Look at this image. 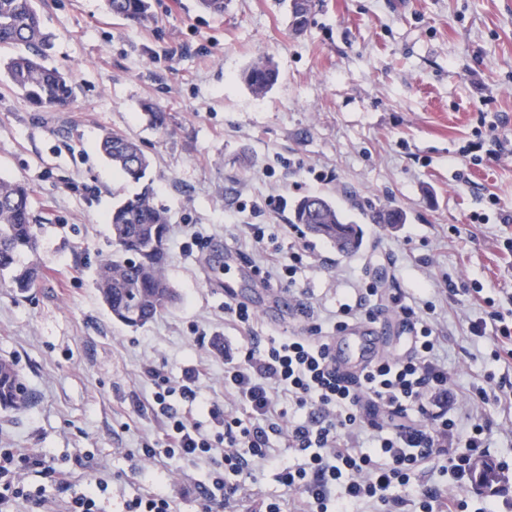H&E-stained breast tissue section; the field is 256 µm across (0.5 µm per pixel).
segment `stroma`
<instances>
[{"instance_id": "obj_1", "label": "stroma", "mask_w": 512, "mask_h": 512, "mask_svg": "<svg viewBox=\"0 0 512 512\" xmlns=\"http://www.w3.org/2000/svg\"><path fill=\"white\" fill-rule=\"evenodd\" d=\"M152 3L157 21L141 27L103 0H36L47 62L72 71L73 101L41 111L0 85V178L33 191L42 266L27 296L0 286V358L31 395L0 411V446L46 454L83 484L106 479V512L158 481L177 512H202L198 487L217 463L139 456L161 436L144 365L175 379L206 363L201 396L220 406L225 352L254 334L304 332L307 310L335 309L362 279L391 291L446 276L499 304L512 292V0H312L300 31L281 0H227L220 16L197 0ZM262 59L279 77L258 95L242 74ZM150 106L167 112L166 129L148 124ZM107 130L139 140L169 222L166 276L178 299L138 328L114 320L94 286L112 251V206L140 189L101 155ZM320 170L328 181L315 180ZM314 194L355 218L395 208L406 221L362 224L363 245L348 255L304 234L309 257L287 306L252 329L234 326L224 281L253 265L251 225L288 223L292 202ZM427 299L455 376L451 407L487 373L512 381V366L492 362L489 341L467 330L484 306ZM297 461L286 451L259 467L262 496L244 498L242 512L287 500L277 466ZM427 479L473 508L512 499V479L458 488L434 468Z\"/></svg>"}]
</instances>
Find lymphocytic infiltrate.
I'll return each mask as SVG.
<instances>
[{
	"instance_id": "obj_1",
	"label": "lymphocytic infiltrate",
	"mask_w": 512,
	"mask_h": 512,
	"mask_svg": "<svg viewBox=\"0 0 512 512\" xmlns=\"http://www.w3.org/2000/svg\"><path fill=\"white\" fill-rule=\"evenodd\" d=\"M251 240L258 252L256 270L266 285H291L304 260L303 247L281 251L278 235L255 225ZM449 297L483 301L484 318L468 325L470 335L489 338L492 361L512 363V323L484 298L481 289L439 284ZM376 285L359 282L349 299L325 318H313L306 335L253 337L236 362L224 370L232 399L209 415L218 434L205 432L191 406L198 403L204 366L183 370L177 379L145 372L155 379L153 401L164 424L155 444L140 450L150 464L201 461L221 455L216 472L199 491L204 512H237L244 491L254 490L258 466L270 462L277 440L298 454V466L281 468L278 480L292 493V512H352L364 504L370 512H405L417 501L420 512H468L466 499L447 495L420 481L436 464L457 486L475 478V463L488 450L491 407L512 411V395L494 385L472 390L468 409L449 411L446 402L454 375L441 365V336L436 307L408 292L388 297L404 335L401 351L381 355L353 377L337 376L329 348L335 333L371 321L380 313ZM50 479L53 498L30 488L29 473ZM109 485L77 483L73 471L48 464L24 448H0V512H105Z\"/></svg>"
}]
</instances>
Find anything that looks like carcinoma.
I'll return each mask as SVG.
<instances>
[{
	"label": "carcinoma",
	"mask_w": 512,
	"mask_h": 512,
	"mask_svg": "<svg viewBox=\"0 0 512 512\" xmlns=\"http://www.w3.org/2000/svg\"><path fill=\"white\" fill-rule=\"evenodd\" d=\"M289 4L293 25L303 28L310 0H283ZM105 9L138 25L155 20L151 0H104ZM50 35L42 27L34 0H0V48L24 51L0 59V83L22 95L32 106L62 110L73 97L71 75L45 64ZM257 95L266 93L278 80V70L268 61L250 66L244 76ZM112 168L142 184L141 191L121 199L109 217L112 253L100 260L95 287L112 317L128 327L144 325L165 311L176 299L166 278L168 218L154 200L147 179L151 166L137 140L126 134L107 132L99 143ZM30 186L20 180L0 179V276H9V288L24 296L37 286L40 267L20 263L37 252ZM374 224H401L402 213L373 211ZM290 223L304 225L310 233L336 241L339 229L349 228L362 242L359 225L349 221L336 202L323 196H304L294 205ZM29 393L14 365L0 359V410L13 411L27 404Z\"/></svg>",
	"instance_id": "cac0c4a2"
}]
</instances>
